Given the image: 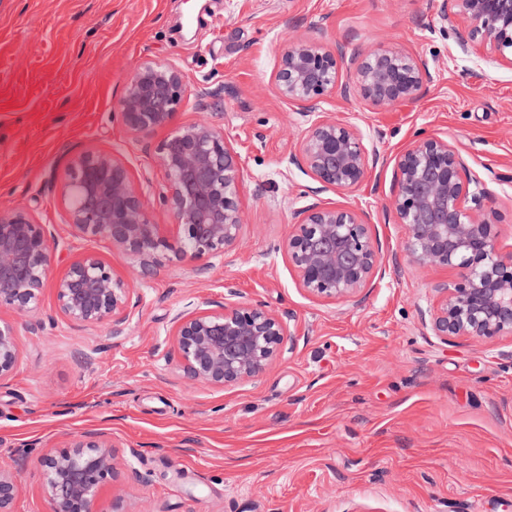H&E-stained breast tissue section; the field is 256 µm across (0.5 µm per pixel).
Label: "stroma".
<instances>
[{
    "mask_svg": "<svg viewBox=\"0 0 512 512\" xmlns=\"http://www.w3.org/2000/svg\"><path fill=\"white\" fill-rule=\"evenodd\" d=\"M433 0H0V205L28 209L54 237L40 335L0 382V463L23 461L15 512H50L37 458L100 430L117 456L103 512H512V338L430 336L421 313L449 270L418 268L404 229L384 219L392 162L418 133L456 143L498 213L512 251V66L466 56ZM296 38L349 53L401 48L432 80L411 103L376 108L328 96L324 114L357 125L384 158L355 193L316 191L288 163L308 117L277 90ZM168 61L189 95L172 125L144 138L116 115L136 67ZM207 118L244 160V249L204 274L170 259L137 281L127 332L84 328L58 311L63 260L106 242L75 235L59 189L87 150L112 152L136 184L163 189L157 144ZM369 211L382 280L351 301L299 288L277 247L313 202ZM209 301L263 305L290 348L255 380L212 387L177 370L171 318Z\"/></svg>",
    "mask_w": 512,
    "mask_h": 512,
    "instance_id": "stroma-1",
    "label": "stroma"
}]
</instances>
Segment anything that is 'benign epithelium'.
<instances>
[{"instance_id": "benign-epithelium-1", "label": "benign epithelium", "mask_w": 512, "mask_h": 512, "mask_svg": "<svg viewBox=\"0 0 512 512\" xmlns=\"http://www.w3.org/2000/svg\"><path fill=\"white\" fill-rule=\"evenodd\" d=\"M439 16L453 27L464 54L480 52L512 65V0H437ZM353 72L342 78L345 62ZM276 85L283 97L317 112L325 97L361 98L375 107L408 103L422 95L431 73L417 56L378 47L347 57L346 46L328 48L313 40L294 42L281 57ZM187 94L174 63L143 62L134 73L119 118L126 132L146 135L170 125ZM166 191L159 204L175 218L156 224L149 197L134 183L130 168L112 154L89 150L71 165L60 190L68 223L79 237L103 239L139 263L147 276L169 254L182 260L224 258L242 248L240 153L224 131L208 122L180 127L157 147ZM288 163L320 189L354 192L369 173L385 165L350 121L319 115L306 128ZM82 195L86 204L71 199ZM490 193L462 150L437 136H418L395 158L390 211L405 230L403 249L419 267L448 268L455 277L433 285L434 299L421 312L430 334L448 338L512 337V254L501 253L494 226L498 213ZM286 252L298 285L311 298L350 301L385 275L382 247L368 212L313 202L296 211V221L278 246ZM51 244L42 225L23 208L0 209V310L35 317ZM57 306L83 327L107 325L121 336L131 318L133 289L100 255L71 260L55 283ZM177 369L191 381L234 385L262 375L284 350L286 325L257 303H205L173 319ZM20 357L17 330L0 316V381L10 378ZM112 439L102 432L80 435L39 461L43 494L51 512H103L112 491ZM22 463L0 465V512H13Z\"/></svg>"}]
</instances>
